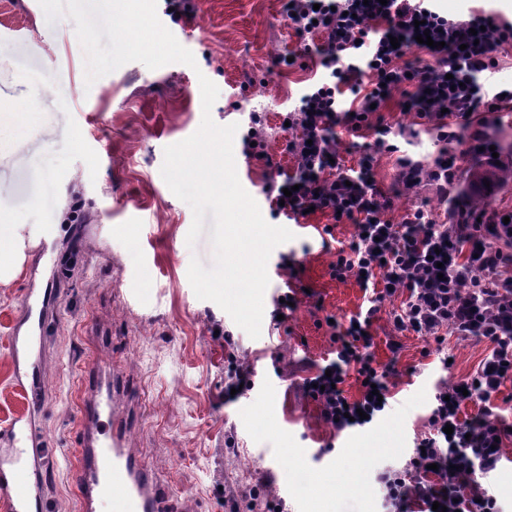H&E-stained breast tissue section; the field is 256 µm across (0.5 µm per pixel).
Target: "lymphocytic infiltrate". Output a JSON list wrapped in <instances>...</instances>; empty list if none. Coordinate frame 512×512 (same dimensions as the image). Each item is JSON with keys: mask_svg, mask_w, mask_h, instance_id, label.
Masks as SVG:
<instances>
[{"mask_svg": "<svg viewBox=\"0 0 512 512\" xmlns=\"http://www.w3.org/2000/svg\"><path fill=\"white\" fill-rule=\"evenodd\" d=\"M288 11L297 35H318L327 78L310 85L286 113L290 135L284 151L294 169L283 179H270L264 193L274 214L290 220L312 208L352 222L356 234L337 251L331 274L340 280L354 277L375 290L353 325L331 332L336 356L326 370L306 379L305 392L337 434L384 414L386 372L374 364L369 330L383 301L397 295L403 301L389 314L396 332L432 337L440 347L452 337L485 343L486 354L472 373L438 385L429 431L417 439L406 467L382 471L378 481L387 512H433L436 503L446 512H499L496 498L477 477L497 467L501 442L512 437V426L498 418L465 421L461 409L489 403L512 382V222L495 208L470 217L467 201L461 200L456 211L467 214V223H436L420 205L392 223L387 213L393 199L375 182L371 167L375 155H396L405 189L428 180L444 193L458 171L450 142L465 139L468 154L491 161L482 114L512 107V88L488 83L486 74L498 63L496 48L512 43V22L482 8L451 19L436 0H288ZM419 21L430 32L429 53L436 63L410 69L399 60L416 46ZM394 36L401 40L396 48L390 43ZM408 86L437 145L427 163L409 151L415 128L392 125L373 111L387 95ZM341 121L352 131L372 132L355 169L337 161L334 128ZM351 371L361 396L349 402L341 386ZM360 411L365 419H357Z\"/></svg>", "mask_w": 512, "mask_h": 512, "instance_id": "1", "label": "lymphocytic infiltrate"}]
</instances>
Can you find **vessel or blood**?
Masks as SVG:
<instances>
[{
  "label": "vessel or blood",
  "instance_id": "vessel-or-blood-1",
  "mask_svg": "<svg viewBox=\"0 0 512 512\" xmlns=\"http://www.w3.org/2000/svg\"><path fill=\"white\" fill-rule=\"evenodd\" d=\"M56 313L52 298L27 289L23 319L9 344L16 385L30 404L44 388V362L34 350ZM110 360L98 358L85 369L77 412L80 447L74 479L81 512H161L159 481L129 441L136 423L120 401L133 396L112 376ZM55 457L28 413L19 414L0 436V505L6 512H45L42 469Z\"/></svg>",
  "mask_w": 512,
  "mask_h": 512
}]
</instances>
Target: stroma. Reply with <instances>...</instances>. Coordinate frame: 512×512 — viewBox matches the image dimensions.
<instances>
[{"label":"stroma","instance_id":"obj_1","mask_svg":"<svg viewBox=\"0 0 512 512\" xmlns=\"http://www.w3.org/2000/svg\"><path fill=\"white\" fill-rule=\"evenodd\" d=\"M286 2L195 0L194 15L171 28L195 66L130 62L89 85L69 17L51 24L38 0H0V213L21 215L25 236L40 242L26 268L61 279L39 424L45 447L64 454L43 471L46 512H80L71 447L78 380L91 358L111 359L140 397L131 445L159 479L164 512H253L256 489L283 500L285 512H384L378 472L404 467L438 382L472 372L486 352L449 340L454 365L442 371L433 338L395 334L387 313L401 300L392 298L371 327L374 360L392 370L390 407L337 435L302 385L336 350L326 318L347 326L372 296L355 278L330 275L353 223L321 212L278 218L293 234L280 249L297 251L310 293L279 326L265 303L259 338L196 297L189 264L196 256L212 265V244L204 234L187 245L193 213L162 178L164 150L198 129L204 76L219 89L213 121L242 126L248 112H262L268 150L291 172L279 116L324 72L289 27ZM245 73L257 79L247 90ZM17 109L32 115L22 134L10 116ZM373 174L394 196L393 222L420 200L446 220L434 183L398 185L395 156L377 155ZM25 288L22 276L0 285V433L26 406L8 356ZM231 356L252 368L254 386L228 403Z\"/></svg>","mask_w":512,"mask_h":512}]
</instances>
